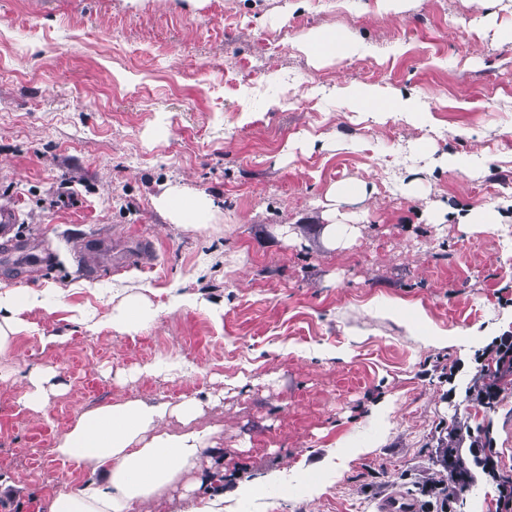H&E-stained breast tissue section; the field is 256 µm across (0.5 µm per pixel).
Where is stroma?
<instances>
[{
    "label": "stroma",
    "mask_w": 512,
    "mask_h": 512,
    "mask_svg": "<svg viewBox=\"0 0 512 512\" xmlns=\"http://www.w3.org/2000/svg\"><path fill=\"white\" fill-rule=\"evenodd\" d=\"M325 29L357 53L310 60L297 44ZM511 30L512 0H0V206L19 213L0 293L44 301L0 357V512L92 481L55 443L128 399L202 402V472L224 481L200 494L224 512H380L395 493L434 512L459 421L512 478V380L490 409L465 393L475 351L512 335ZM349 85L422 112H366ZM355 182L364 200H328ZM170 186L220 209L171 223ZM128 288L157 311L135 334L105 325ZM33 365L54 372L41 411L22 403Z\"/></svg>",
    "instance_id": "1"
}]
</instances>
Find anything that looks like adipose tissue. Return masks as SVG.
<instances>
[{"label":"adipose tissue","mask_w":512,"mask_h":512,"mask_svg":"<svg viewBox=\"0 0 512 512\" xmlns=\"http://www.w3.org/2000/svg\"><path fill=\"white\" fill-rule=\"evenodd\" d=\"M156 207L171 223L199 227L217 210L203 194L173 187L161 194ZM35 294L16 289L0 296V356L13 350L26 330L27 312L38 307ZM156 311L141 295L124 297L112 309L109 325L121 333L147 328ZM202 413L197 399L179 403L133 399L82 413L59 438L58 456L98 474V483L71 490H54L47 512H130L133 504L168 490L190 494L202 482L201 462L211 449V432L196 421ZM182 429L166 430L169 419Z\"/></svg>","instance_id":"1"}]
</instances>
